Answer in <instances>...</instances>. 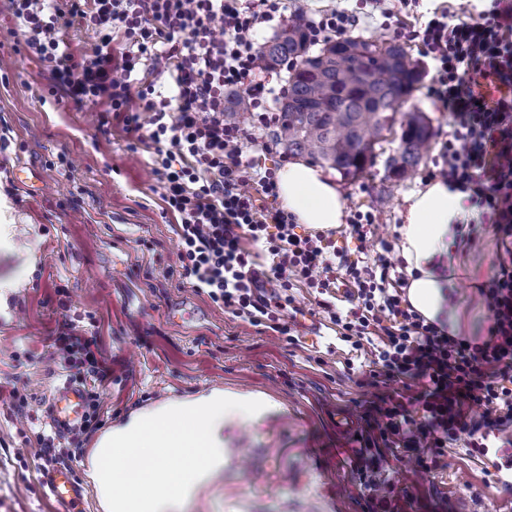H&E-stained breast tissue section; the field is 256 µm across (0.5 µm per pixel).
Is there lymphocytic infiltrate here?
<instances>
[{
    "label": "lymphocytic infiltrate",
    "instance_id": "lymphocytic-infiltrate-1",
    "mask_svg": "<svg viewBox=\"0 0 512 512\" xmlns=\"http://www.w3.org/2000/svg\"><path fill=\"white\" fill-rule=\"evenodd\" d=\"M23 26L24 42L51 73L54 87L76 106L102 105L137 142L152 148L164 200L180 222L177 264L196 291L236 316L280 334L292 282L320 294L321 308L351 352L364 355V384L397 377L422 381L415 410L382 398L364 437L368 448H400L428 468L448 444L487 447L512 430V0L435 10L414 33L435 64L432 93L452 112L454 130L441 148L437 177L469 195L476 218L458 225L470 243L480 225L493 229L502 252L478 287L490 313L489 338L474 343L412 309L393 287L384 254L362 264L330 250L322 235L296 233L288 210L266 206L278 196L273 170L258 171L245 151L279 120L272 69L259 60V25H282L285 0H4ZM76 24L96 30L101 44L75 56L63 37ZM165 64L168 93L152 75ZM144 76L132 80L136 67ZM244 91L248 122L224 117L230 95ZM145 101L149 124L132 105ZM264 243L281 293L258 292L245 241ZM351 284L347 310L334 302L337 279ZM56 349L90 376L102 375L86 338L61 332ZM483 409L472 419V406Z\"/></svg>",
    "mask_w": 512,
    "mask_h": 512
}]
</instances>
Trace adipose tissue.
Segmentation results:
<instances>
[{"mask_svg": "<svg viewBox=\"0 0 512 512\" xmlns=\"http://www.w3.org/2000/svg\"><path fill=\"white\" fill-rule=\"evenodd\" d=\"M279 197L297 223L328 231L344 222L345 201L319 169L296 161L276 173ZM467 193L435 180L409 195L399 232L408 277L406 297L427 320H444L456 335L459 319L447 305L448 278L436 269L448 255ZM260 393L200 390L132 414L97 441L88 479L99 512H176L179 504L222 473L224 428L282 411Z\"/></svg>", "mask_w": 512, "mask_h": 512, "instance_id": "obj_1", "label": "adipose tissue"}]
</instances>
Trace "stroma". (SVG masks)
Segmentation results:
<instances>
[{
	"mask_svg": "<svg viewBox=\"0 0 512 512\" xmlns=\"http://www.w3.org/2000/svg\"><path fill=\"white\" fill-rule=\"evenodd\" d=\"M412 17H361L353 34L403 44L422 80L403 112L424 113L432 137L417 166L390 176L386 161L400 144L393 129L375 146L369 174L351 182L335 170L346 213L373 212L366 241L347 226L333 238L350 259L368 260L381 242L401 267L398 249L408 195L430 179L453 117L431 95L433 68L407 30ZM8 13L0 12V512H60L38 456L37 436L50 429L48 397L79 380L60 361L54 341L70 330L95 339L104 381H82L96 392L99 424L82 436L67 462L83 491V512H95L87 458L99 436L132 412L214 387L262 392L283 413L225 428L232 451L223 473L180 512H368L356 471L358 435L381 397L410 400L418 385L396 379L359 384L347 366L348 345L308 288L289 294L297 314L291 336L254 326L196 292L176 265L179 218L167 208L151 155L122 123L103 124L102 106H74L50 92V74L23 47ZM498 254L483 233L455 260L453 306L460 333L486 341L489 314L477 287ZM26 398L16 409L12 389ZM381 475L398 512H512V495L486 473L492 461L450 445L437 468L385 450Z\"/></svg>",
	"mask_w": 512,
	"mask_h": 512,
	"instance_id": "1",
	"label": "stroma"
}]
</instances>
